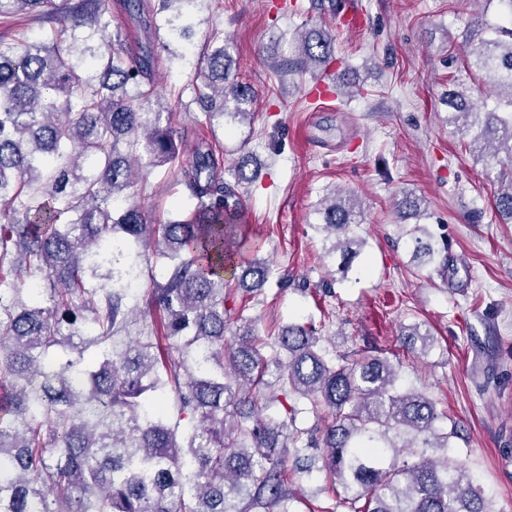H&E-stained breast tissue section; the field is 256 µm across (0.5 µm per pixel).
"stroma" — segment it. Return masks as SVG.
I'll list each match as a JSON object with an SVG mask.
<instances>
[{
	"instance_id": "stroma-1",
	"label": "stroma",
	"mask_w": 512,
	"mask_h": 512,
	"mask_svg": "<svg viewBox=\"0 0 512 512\" xmlns=\"http://www.w3.org/2000/svg\"><path fill=\"white\" fill-rule=\"evenodd\" d=\"M212 0L190 40L169 41L156 93L172 106L173 124L192 150L201 116L195 64L219 33L254 96L248 123L207 132L224 149L225 165L253 155L257 176L239 186L240 223L263 244L286 288L269 284L251 299L264 340L291 322H321L330 357L357 350L400 362V386L426 393L438 413L458 425L451 453L481 488L489 512H512V224L497 223L491 201L499 184L495 160L476 161L466 137L448 126L443 97L449 78L478 81L463 51L475 20L505 24L497 0H352L361 30L337 25L321 0ZM323 28L333 42L330 101L307 100L312 73H283L295 59L302 30ZM135 202L156 222L189 208L180 174L145 168ZM363 202L358 234L365 241L347 277L325 257L314 225L328 189ZM423 197L424 225L448 246L444 266L417 267L394 204L404 193ZM430 330L428 354L402 345L401 327ZM322 449L289 455L298 494L295 512L332 507L346 512L323 467Z\"/></svg>"
}]
</instances>
